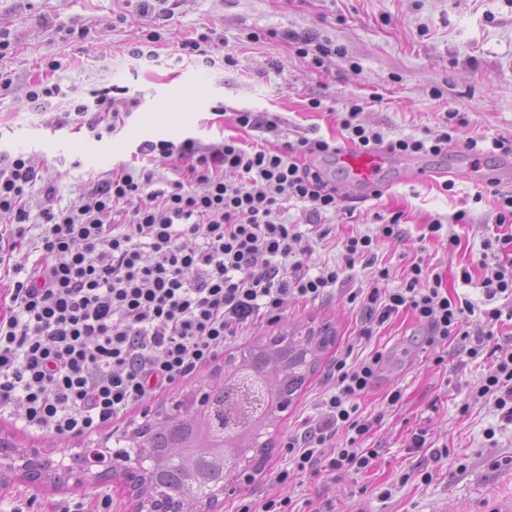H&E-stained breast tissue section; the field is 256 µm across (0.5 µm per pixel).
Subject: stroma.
I'll return each instance as SVG.
<instances>
[{
	"mask_svg": "<svg viewBox=\"0 0 512 512\" xmlns=\"http://www.w3.org/2000/svg\"><path fill=\"white\" fill-rule=\"evenodd\" d=\"M146 23L138 0H0V30L12 43L0 70L13 78L9 89L0 88V149L48 164L60 205L77 200L91 180L106 178L113 167H140L136 149L143 141L191 137L208 143L233 134L229 115L238 111L277 116L284 141L340 137L337 115L354 102L362 107L361 123L391 135L436 137L444 114L457 112L465 119L460 138H512V0H181L155 46L156 59L136 60L129 49ZM204 27L223 37V50L236 66L179 61L181 42ZM253 32L259 40H250ZM292 33L332 40L342 52L314 71L290 43ZM52 57L63 61L54 73L44 66ZM40 79L81 91L112 88L117 106L130 111L124 127L100 139L84 129L53 128L27 99ZM314 97L320 109L309 108ZM218 106L224 115L215 114ZM425 164L457 169L454 190L411 175L395 160L380 175V196L362 197L343 170L330 166L340 209L326 221L336 233L315 245L311 266L337 259L339 239L349 231L371 232L376 215L401 210L404 234L378 239L377 264L400 274L424 259L450 294L482 304L481 289L464 284L460 272L479 261L496 200L490 186L461 176L454 153L427 156ZM462 209L467 223L454 224L453 214ZM435 219L445 232L459 234L460 246L425 238ZM367 283L366 269L355 266L335 297L288 299L279 322L259 323L225 346V353H233L252 339L310 321L331 323L337 333L324 368L284 412L271 457L252 477L234 474L215 512H235L239 500L268 494L265 474L283 464L288 436L317 417L333 386L329 367L347 350L356 360L383 355L359 401L361 417L372 423L365 445L378 458L359 473L294 474L280 492L300 512L327 502L334 512H506L512 505V425H499L492 399L476 395L487 363L469 359L455 342L428 345L426 327L408 314L374 335H360L362 312L346 296ZM439 354L444 364H435ZM395 389L402 398L393 404L388 395ZM0 429L15 433L21 449H39L56 464H71L81 448L101 440L97 434L71 441L35 437L7 415H0ZM421 429L426 448L408 450L412 433ZM106 496L112 512H135V499L117 477L80 485L70 477L56 486L14 477L0 482V512H60L68 502L96 505Z\"/></svg>",
	"mask_w": 512,
	"mask_h": 512,
	"instance_id": "35a3bbf8",
	"label": "stroma"
}]
</instances>
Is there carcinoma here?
Masks as SVG:
<instances>
[{
  "mask_svg": "<svg viewBox=\"0 0 512 512\" xmlns=\"http://www.w3.org/2000/svg\"><path fill=\"white\" fill-rule=\"evenodd\" d=\"M336 344V333L326 324L302 332H281L259 338L229 355L224 369L200 382L197 395L188 394L170 412H159L122 436L123 452L133 466L127 480L143 497L160 494L168 512H194L197 505L217 499L224 481L236 470L232 449L240 458L264 459L275 440L263 439L264 430L277 425L296 392L322 365V355ZM279 378L272 382L268 369ZM243 382L248 400L245 417L225 430L224 416L210 401L224 398L228 384Z\"/></svg>",
  "mask_w": 512,
  "mask_h": 512,
  "instance_id": "obj_1",
  "label": "carcinoma"
}]
</instances>
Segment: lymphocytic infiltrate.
Returning a JSON list of instances; mask_svg holds the SVG:
<instances>
[{"mask_svg":"<svg viewBox=\"0 0 512 512\" xmlns=\"http://www.w3.org/2000/svg\"><path fill=\"white\" fill-rule=\"evenodd\" d=\"M54 98L66 104L58 125L75 123L99 139L125 123L110 89L83 98L57 83L32 84L34 109L46 110ZM359 109L351 104L341 116L338 142L300 137L277 149L255 147L240 132H273L278 124L249 111L236 112L237 135L219 141L146 140L138 156L148 164L168 159L174 178L121 165L63 207L53 204L47 166L1 155L0 282L8 290L0 311V412L35 434H92L222 358L225 345L257 323L277 321L286 298L332 296L360 263L370 285L348 299L365 311L363 335L407 312L428 326L430 343L455 341L469 358L491 360L478 392L493 397L499 420L511 425L512 353H502L495 328L512 321V194L498 196L484 241L494 260L479 283L489 308L449 296L440 274H428L420 259L403 286L390 287L393 273L376 266L372 250L377 238L401 237L399 212L375 233L348 235L338 261L310 271L312 242L329 236L324 220L339 208L322 160L343 147L438 155L454 140L448 131L392 138L357 123ZM40 182L46 203L34 215L29 193ZM291 199L305 203L308 232L288 221ZM22 253L34 256L30 269L17 262ZM477 312L485 326L474 332ZM381 360L378 353L358 363L337 358L320 417L289 436L288 464L271 472L270 485H286L296 471L371 467L376 453L362 445L370 425L357 400ZM340 431L345 447L329 452Z\"/></svg>","mask_w":512,"mask_h":512,"instance_id":"1","label":"lymphocytic infiltrate"}]
</instances>
